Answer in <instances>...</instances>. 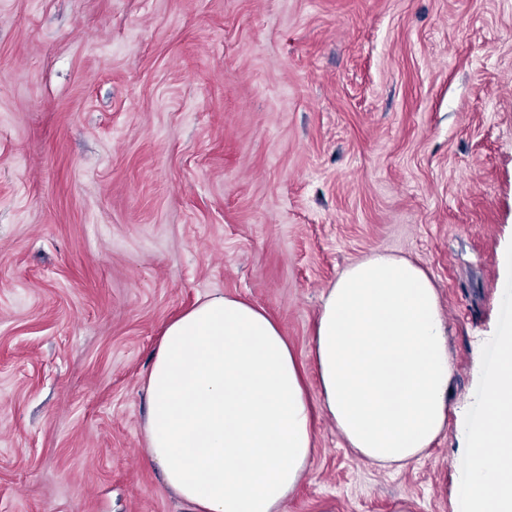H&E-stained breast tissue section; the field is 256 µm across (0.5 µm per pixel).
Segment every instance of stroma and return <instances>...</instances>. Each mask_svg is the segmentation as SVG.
Wrapping results in <instances>:
<instances>
[{"label":"stroma","instance_id":"35a3bbf8","mask_svg":"<svg viewBox=\"0 0 512 512\" xmlns=\"http://www.w3.org/2000/svg\"><path fill=\"white\" fill-rule=\"evenodd\" d=\"M376 252L433 279L450 425L402 470L324 417L287 512H457L512 293V0H0V512H187L143 377L209 294L285 326Z\"/></svg>","mask_w":512,"mask_h":512}]
</instances>
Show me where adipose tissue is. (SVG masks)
I'll return each mask as SVG.
<instances>
[{
	"label": "adipose tissue",
	"instance_id": "1",
	"mask_svg": "<svg viewBox=\"0 0 512 512\" xmlns=\"http://www.w3.org/2000/svg\"><path fill=\"white\" fill-rule=\"evenodd\" d=\"M485 377L489 420L468 430L469 512H512V336ZM316 383L284 326L211 295L165 326L145 378L146 455L190 512H286L315 451L321 405L365 462L405 466L449 424L451 366L437 290L377 252L327 289L314 324Z\"/></svg>",
	"mask_w": 512,
	"mask_h": 512
}]
</instances>
